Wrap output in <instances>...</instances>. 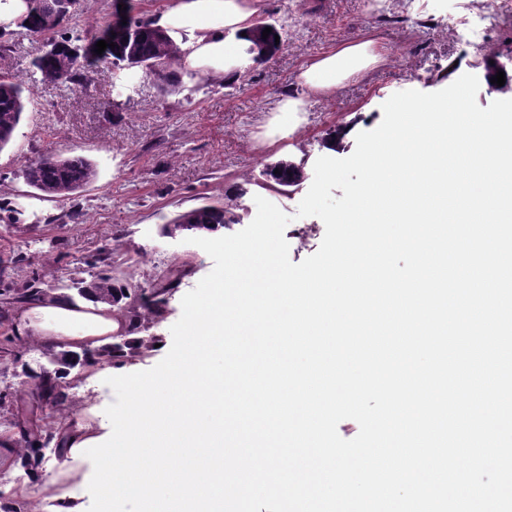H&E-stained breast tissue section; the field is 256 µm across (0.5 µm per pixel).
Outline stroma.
<instances>
[{
	"label": "stroma",
	"mask_w": 512,
	"mask_h": 512,
	"mask_svg": "<svg viewBox=\"0 0 512 512\" xmlns=\"http://www.w3.org/2000/svg\"><path fill=\"white\" fill-rule=\"evenodd\" d=\"M172 0H77L59 28L69 38H86L110 21L115 5L130 14L151 16ZM466 0H255L257 19L282 28L285 42L270 60L217 79L178 69L180 83L164 93L160 82L141 69L94 71L81 84L50 83L35 74L38 38L17 30L0 35V74L22 81L25 112L7 147L0 150V202L16 223L0 222V393L20 407L14 418L0 413V501L56 512L62 494L75 495L82 512L91 496L89 459L59 456L43 448L38 474L15 462L8 441L23 426L51 427L54 411L30 403L22 383L23 364L44 361L60 343L32 347L15 342L18 305L24 282L58 288L73 278L111 271L132 295L118 312L129 325L128 338L157 337L159 346L137 364L155 366L172 344L171 326L182 313L181 299L213 268L200 247L165 238L161 227L177 215L205 204H224L234 224L231 235L256 216L255 196L290 215L284 237L298 263L313 255L325 234L321 219L297 217L306 183L287 191L265 188L264 171L288 158L314 175L318 157L345 158L355 135L375 129L382 105L405 90L436 92L460 75L482 76L466 52L463 29H435L424 39L413 34L416 16L446 18L462 13ZM374 40L382 60L327 96L310 94L301 74L314 57L342 43ZM286 97L303 99L304 111L280 112ZM349 124L354 132L341 146L327 148V134ZM80 154L97 169L90 185L65 199L30 187L21 171L45 155ZM164 289L161 317L150 318L138 290Z\"/></svg>",
	"instance_id": "obj_1"
}]
</instances>
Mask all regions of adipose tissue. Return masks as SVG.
<instances>
[{
    "label": "adipose tissue",
    "instance_id": "1",
    "mask_svg": "<svg viewBox=\"0 0 512 512\" xmlns=\"http://www.w3.org/2000/svg\"><path fill=\"white\" fill-rule=\"evenodd\" d=\"M253 13L252 0H173L155 13L152 24L178 47L183 68L220 77L249 65V58L227 34L248 31ZM379 60L372 42L339 46L311 62L302 77L310 92L326 93ZM126 330L125 321L110 306L60 296L29 303L17 314L20 338L37 344L62 342L79 356L109 344Z\"/></svg>",
    "mask_w": 512,
    "mask_h": 512
}]
</instances>
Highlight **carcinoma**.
Here are the masks:
<instances>
[{
  "instance_id": "cac0c4a2",
  "label": "carcinoma",
  "mask_w": 512,
  "mask_h": 512,
  "mask_svg": "<svg viewBox=\"0 0 512 512\" xmlns=\"http://www.w3.org/2000/svg\"><path fill=\"white\" fill-rule=\"evenodd\" d=\"M59 0H31L28 16L29 23L22 24L31 35L45 37L55 46L54 51L42 57L35 64L36 70L44 80H62L79 84L91 71L99 68L124 70L139 68L145 74L158 78L164 85L175 87L179 84L178 75L170 70L177 61L178 47L166 34L151 26L147 19L131 16L116 17L111 24L95 32L87 43L81 46L79 54L72 53L71 39L56 38L61 22L48 23L50 6ZM105 40L114 43V48L97 54L96 43ZM24 88L12 78L0 77V150L6 147L20 123L25 109ZM279 173H274V170ZM27 184L48 197L65 198L91 184L96 179V170L92 163L80 155L65 158L48 156L29 162L22 170ZM266 180L273 188H287L300 185L305 179L302 165L288 159H281L265 170ZM174 224H187L189 230L200 235L212 233L232 223L227 211L220 205H203L184 212L174 219ZM82 291L79 296L85 300L115 306L127 298L126 288L117 284L112 273L105 272L91 280H79ZM156 338L148 341L137 340L135 344H125L120 348L104 346L95 357L99 362H111L122 365L131 357V353H144L153 348ZM86 360L76 358L59 368L49 367L38 375L39 384L52 397L60 417L69 413V392L71 383L66 381L68 370ZM24 445L16 450V461L27 473L36 471L41 463L39 445L48 444L53 439L50 432L38 433L24 430L20 432Z\"/></svg>"
}]
</instances>
